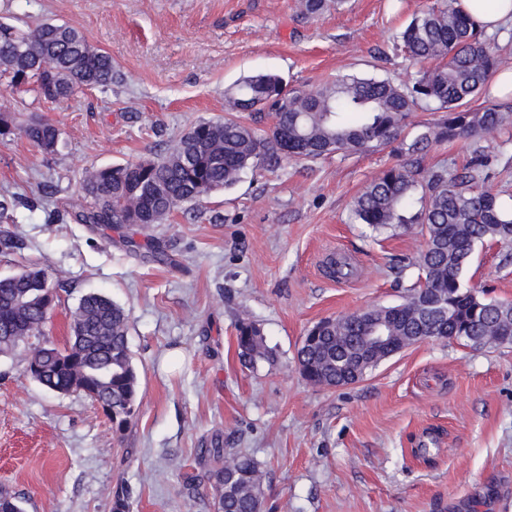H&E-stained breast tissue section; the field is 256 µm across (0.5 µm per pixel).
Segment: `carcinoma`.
Here are the masks:
<instances>
[{
	"label": "carcinoma",
	"mask_w": 512,
	"mask_h": 512,
	"mask_svg": "<svg viewBox=\"0 0 512 512\" xmlns=\"http://www.w3.org/2000/svg\"><path fill=\"white\" fill-rule=\"evenodd\" d=\"M456 0H434L400 33V47L416 63L408 85L377 77L346 74L310 91L287 89L277 74L244 77L224 92L222 121H200L163 156L92 170L84 190L90 205L71 213L77 224L93 229L160 224L184 203H196L234 185L249 168L279 169L286 159L315 160L331 154H360L390 148L401 161L382 169L352 204V216L374 230L417 226L426 248L417 259L418 275L403 302L370 307L324 319L303 337L297 360L310 384L334 388L352 366L357 380L386 353H368L365 336L382 325L399 345L416 336L456 339L476 347L512 346V302L491 300L467 286L462 273L477 244H512V209L486 186L496 158L476 149L461 169L427 168L423 158L433 144L458 138L481 140L512 123V106L469 107L489 74L508 68L482 37V30ZM340 0H300L302 12L318 16ZM0 77L16 89L33 90L46 101L67 99L85 87H110L120 74L112 57L93 48L77 30L40 22L20 31L0 22ZM440 113L411 141L402 137L420 108ZM271 113L268 128L238 114ZM25 138L48 154L58 143L56 127L45 121L16 126L0 113V136ZM29 266L0 280V355L14 353L41 333L53 304ZM129 315L102 293L81 297L72 312L73 331L64 346L69 362H43L45 389L57 392L84 383L104 401L106 415L124 429L138 409V378L128 346ZM238 354L248 362L270 360L262 331L252 322L236 327ZM213 464L207 480L217 512H262L258 463L245 453L226 460L215 443L201 449Z\"/></svg>",
	"instance_id": "carcinoma-1"
}]
</instances>
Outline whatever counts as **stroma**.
I'll list each match as a JSON object with an SVG mask.
<instances>
[{
  "mask_svg": "<svg viewBox=\"0 0 512 512\" xmlns=\"http://www.w3.org/2000/svg\"><path fill=\"white\" fill-rule=\"evenodd\" d=\"M430 2L344 0L310 18L299 0H0V21L67 24L121 73L55 103L0 84V113L59 131L49 155L0 138V200L37 201L0 215V236L19 243L0 254V279L35 264L56 284L35 346L65 342L86 293L123 306L140 400L116 431L83 393L48 392L22 356L0 357V488L25 512H215L184 477L203 472L200 451L216 441L258 462L264 512H512V347L426 340L332 389L299 373L308 327L400 304L417 277L418 229L378 235L351 214L396 163L390 150L247 170L145 233L67 218L89 203L87 171L164 154L194 123L224 118V90L243 76L276 73L301 91L339 73L409 83L417 67L396 38ZM478 146L505 161L493 187L511 208L512 125L478 145L431 146L425 163L459 168ZM56 211L63 220L49 221ZM149 238L167 263L142 258ZM506 252L478 246L465 284L512 301ZM332 257L350 263L349 278L329 276ZM242 320L261 328L273 361L240 360Z\"/></svg>",
  "mask_w": 512,
  "mask_h": 512,
  "instance_id": "obj_1",
  "label": "stroma"
}]
</instances>
